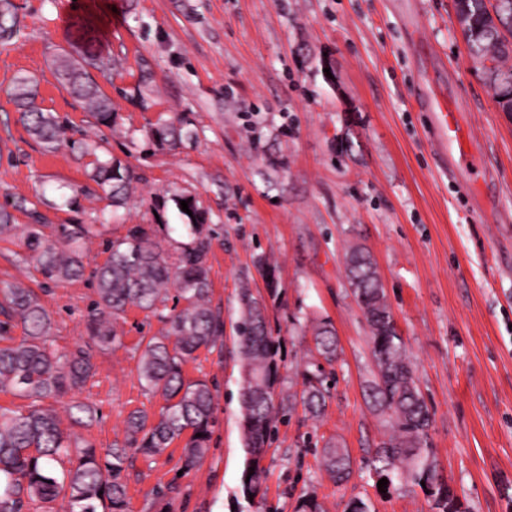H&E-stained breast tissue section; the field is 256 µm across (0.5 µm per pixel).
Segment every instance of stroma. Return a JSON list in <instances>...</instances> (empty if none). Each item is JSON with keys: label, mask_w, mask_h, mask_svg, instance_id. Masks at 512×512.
Segmentation results:
<instances>
[{"label": "stroma", "mask_w": 512, "mask_h": 512, "mask_svg": "<svg viewBox=\"0 0 512 512\" xmlns=\"http://www.w3.org/2000/svg\"><path fill=\"white\" fill-rule=\"evenodd\" d=\"M13 2L25 36L0 44V206L42 192V223L75 224L106 206L104 192L68 149L48 153L29 136L7 90L29 76L44 109L89 128L53 58L95 0ZM111 2L112 25L98 33L121 62L102 83L118 112L110 148L141 181L123 224L104 228L85 264L103 262L104 240L130 224L160 222L187 241L176 200L197 195L214 231L212 305L224 320L223 339L184 367L214 394L208 455L189 468L178 442L152 458L130 451L126 512H296L309 497L324 512H348L358 499L372 512H436L419 486H377L372 460L388 421L369 395L376 368L347 278L351 244L376 263L432 414L429 446L462 512H512V114L471 67L453 0ZM146 72L141 107L130 96ZM422 83L459 110L462 148L478 168L448 166L433 146L431 115L414 97ZM162 117L186 118L193 138L153 149L144 133ZM24 253L20 240H0V281L39 290L53 345L70 352L88 339L94 286L45 284ZM262 256L273 277L257 266ZM245 281L285 349L282 396L301 395L302 373L319 359L320 321L331 322L340 350L320 416L299 404L283 411L253 500L241 492L236 326ZM165 328L160 314L128 309L120 345L95 353L94 376L60 399L62 409L95 408L81 434L98 451L124 447L130 411L159 412L163 401L142 386L137 365L141 340ZM330 439L349 452L348 481H331L322 467Z\"/></svg>", "instance_id": "35a3bbf8"}]
</instances>
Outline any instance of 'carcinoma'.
<instances>
[{
  "label": "carcinoma",
  "mask_w": 512,
  "mask_h": 512,
  "mask_svg": "<svg viewBox=\"0 0 512 512\" xmlns=\"http://www.w3.org/2000/svg\"><path fill=\"white\" fill-rule=\"evenodd\" d=\"M454 0L462 37L473 59L490 63L484 80L503 112H512V0ZM24 36L12 0H0V42ZM59 83L80 100L99 128H112L116 112L92 72L108 76L114 69L109 53L95 48L93 31L84 32L70 49L54 57ZM19 121L29 134L53 153L63 146L85 161L90 176L107 191L111 210L102 209L88 223L58 224L46 232L37 203L25 197L12 209L0 208V238L17 235L36 261L45 283L77 282L84 278L95 286L86 328L92 343L104 351L120 344L116 324L126 308L135 306L155 313L166 306L170 288L176 290L180 309L166 317L168 329L150 338L142 350L138 378L152 393L165 400L158 417L143 410L126 419L129 447L146 457L161 454L185 432V465L192 467L210 450L214 419V394L203 379L187 381L183 364L200 348H213L224 335V320L212 305L209 280L211 237L205 233L207 212L192 194L182 196L193 216L186 212L188 243L177 245L160 238L152 225L134 224L125 235L106 241V260L86 271V250L101 235V228L121 220L133 185L141 181L136 169L114 157L105 134L95 140L68 136L67 119L44 110L27 76L15 79L10 91ZM183 123L160 122L150 138L160 148H177L191 138ZM33 220L20 225L12 210ZM346 269L352 292L369 327L376 379L371 387L375 404L389 418L394 435L381 443L375 461L379 478L406 475L424 485L434 497L438 512H459L448 483L440 476L434 453L428 446L432 414L422 396L402 336L371 255L354 246L346 253ZM241 321L238 348L243 364L242 432L247 459L241 477L244 495L256 497L265 478L261 455L271 441L279 419L276 405L280 384L279 342L268 329L266 307L243 286L239 289ZM54 320L31 288L19 282L0 283V392L29 401L28 409L0 406V512H21L27 502L39 509L59 499L68 512H125L126 486L122 472L126 449L104 454L62 427L52 403L81 388L93 376L91 349L78 347L60 354L53 347ZM22 335H13L15 328ZM318 353L327 364L338 358L336 334L328 321L315 332ZM324 367L317 363L301 395L304 409L317 415L325 402ZM96 416L91 406L74 401L67 407L72 426L91 425ZM330 478L343 482L352 472L346 449L329 441L322 449Z\"/></svg>",
  "instance_id": "1"
}]
</instances>
